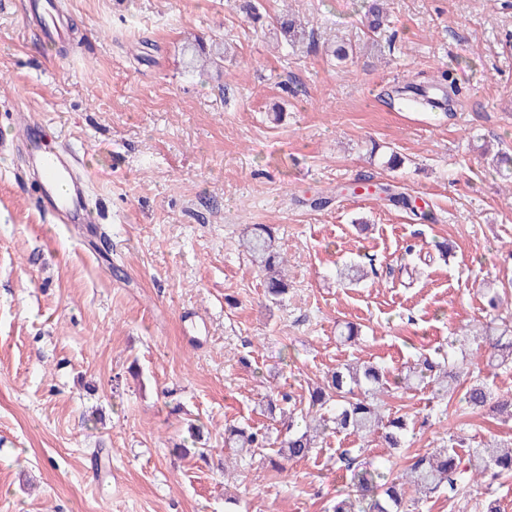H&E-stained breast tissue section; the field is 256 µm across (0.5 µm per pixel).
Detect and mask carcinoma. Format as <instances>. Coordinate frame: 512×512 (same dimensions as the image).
<instances>
[{"label":"carcinoma","mask_w":512,"mask_h":512,"mask_svg":"<svg viewBox=\"0 0 512 512\" xmlns=\"http://www.w3.org/2000/svg\"><path fill=\"white\" fill-rule=\"evenodd\" d=\"M368 28L376 31L383 23V6L379 0H370ZM240 246L247 252L262 274L266 291L274 298L288 292L284 258L277 250L276 238L266 224H251L245 228ZM492 323L482 327L480 339L488 345L490 355L486 366L512 367V336L509 328L500 335L492 334ZM464 367L429 353L420 354L406 371L394 377L374 365L338 368L325 382L309 391L308 402H298L284 391L268 396V409L288 406V425L283 438L273 441L267 433L250 426L224 427V446L237 454L255 455L264 448L275 449L271 463L286 470V464L306 458L320 435L345 433L367 440L376 435L387 448H403L407 434L414 430V422L404 416L385 417V403L381 395L390 387L407 390L420 384L433 388L435 394L453 396L458 390L459 374ZM463 399L474 412L489 409L493 412L512 407L508 399L493 395L480 375H471ZM462 442L451 434L448 444L414 458L406 468L396 470L389 462L370 468L345 464L347 453L337 457L340 469L345 471L342 485L336 488L332 512H405L407 503L417 504L443 486L454 487L453 481L463 478L461 459L455 446ZM470 481L486 476L496 480L512 476V442L493 441L482 448H473L468 458Z\"/></svg>","instance_id":"cac0c4a2"}]
</instances>
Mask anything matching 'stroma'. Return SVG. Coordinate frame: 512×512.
<instances>
[{"label": "stroma", "mask_w": 512, "mask_h": 512, "mask_svg": "<svg viewBox=\"0 0 512 512\" xmlns=\"http://www.w3.org/2000/svg\"><path fill=\"white\" fill-rule=\"evenodd\" d=\"M56 3L50 42L30 0H0V512H327L343 449L401 469L452 431L463 457L512 441V420L422 386L385 398L430 421L399 450L332 434L282 472L224 446L233 423L277 437L263 397L306 398L340 364L481 362L456 336L512 294V178L491 165L512 152V0H389L376 37L367 0H263L257 23L237 0ZM285 11L306 26L294 48L275 37ZM341 36L358 46L344 61ZM196 38L225 43L223 63L189 68ZM444 69L446 108L392 93ZM29 119L43 150L83 156L107 254L37 211ZM250 224L288 260L282 301L239 245ZM353 261L367 276L342 286ZM192 423L203 455L172 456ZM489 500L512 512V478L418 510Z\"/></svg>", "instance_id": "stroma-1"}]
</instances>
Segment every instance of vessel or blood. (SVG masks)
<instances>
[{
  "mask_svg": "<svg viewBox=\"0 0 512 512\" xmlns=\"http://www.w3.org/2000/svg\"><path fill=\"white\" fill-rule=\"evenodd\" d=\"M25 143L30 157L36 162L43 179L40 210L63 224L89 225L93 222L87 197V174L73 150L50 155L40 147L38 126H29Z\"/></svg>",
  "mask_w": 512,
  "mask_h": 512,
  "instance_id": "b4317fda",
  "label": "vessel or blood"
}]
</instances>
